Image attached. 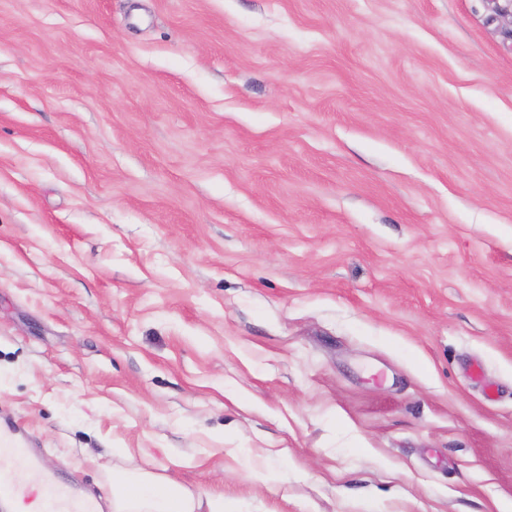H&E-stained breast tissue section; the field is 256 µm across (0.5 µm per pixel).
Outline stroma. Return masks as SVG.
Instances as JSON below:
<instances>
[{"label":"stroma","mask_w":512,"mask_h":512,"mask_svg":"<svg viewBox=\"0 0 512 512\" xmlns=\"http://www.w3.org/2000/svg\"><path fill=\"white\" fill-rule=\"evenodd\" d=\"M507 31L0 0V420L99 499L137 468L224 512L512 505Z\"/></svg>","instance_id":"35a3bbf8"}]
</instances>
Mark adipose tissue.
I'll return each mask as SVG.
<instances>
[{
  "label": "adipose tissue",
  "instance_id": "adipose-tissue-1",
  "mask_svg": "<svg viewBox=\"0 0 512 512\" xmlns=\"http://www.w3.org/2000/svg\"><path fill=\"white\" fill-rule=\"evenodd\" d=\"M112 512H224L223 505H204L201 498L169 479L116 474Z\"/></svg>",
  "mask_w": 512,
  "mask_h": 512
}]
</instances>
